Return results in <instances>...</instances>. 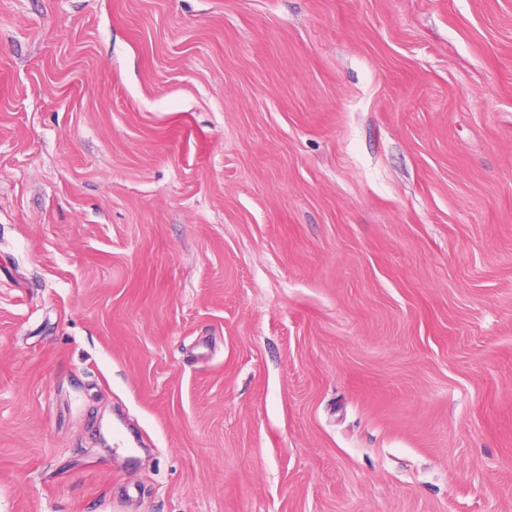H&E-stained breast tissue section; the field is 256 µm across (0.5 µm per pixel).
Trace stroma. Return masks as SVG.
<instances>
[{"label": "stroma", "mask_w": 512, "mask_h": 512, "mask_svg": "<svg viewBox=\"0 0 512 512\" xmlns=\"http://www.w3.org/2000/svg\"><path fill=\"white\" fill-rule=\"evenodd\" d=\"M0 512H512V0H0Z\"/></svg>", "instance_id": "1"}]
</instances>
